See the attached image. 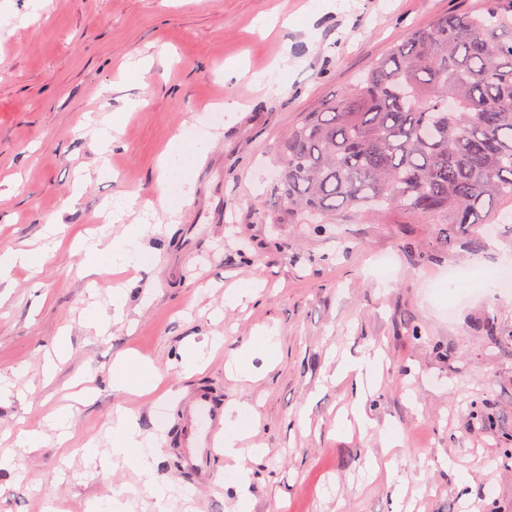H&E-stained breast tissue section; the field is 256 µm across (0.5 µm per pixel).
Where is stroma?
<instances>
[{
  "instance_id": "obj_1",
  "label": "stroma",
  "mask_w": 512,
  "mask_h": 512,
  "mask_svg": "<svg viewBox=\"0 0 512 512\" xmlns=\"http://www.w3.org/2000/svg\"><path fill=\"white\" fill-rule=\"evenodd\" d=\"M483 0H0V252L31 249L63 225L41 271L0 282V448L38 429L37 452L16 451L0 471V512H84L139 481L136 467L91 463L88 442L110 445L117 412L157 436L155 472L183 496L169 512H235L237 473L185 467L184 415L206 390L256 411L243 432L265 448L252 464L251 512H512V282L475 269L512 258V216L484 233L454 229L443 248L434 224L397 213L344 211L335 223L267 224L277 210L272 147L302 116L386 56L405 30ZM145 58V83L124 78ZM265 74L269 85L251 83ZM138 108H130L131 100ZM225 105L207 127L209 151L176 212L156 206L158 156L174 136ZM122 113L119 143L100 173L86 122ZM81 195L73 190L80 178ZM116 198L124 223L150 221L145 266L87 274L77 240ZM128 284L121 322L99 337L83 313ZM255 295L226 306L227 289ZM273 332L277 361L250 379L225 361ZM221 334L206 367L179 354ZM66 336L52 376L44 356ZM380 351L387 369L368 402L373 429L337 430L355 382L334 379L340 357ZM135 353L163 379V396L112 390L113 362ZM74 411L66 442L52 415ZM397 434L401 446L385 445Z\"/></svg>"
}]
</instances>
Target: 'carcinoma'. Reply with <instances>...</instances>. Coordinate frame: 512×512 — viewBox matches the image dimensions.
Instances as JSON below:
<instances>
[{
	"instance_id": "1",
	"label": "carcinoma",
	"mask_w": 512,
	"mask_h": 512,
	"mask_svg": "<svg viewBox=\"0 0 512 512\" xmlns=\"http://www.w3.org/2000/svg\"><path fill=\"white\" fill-rule=\"evenodd\" d=\"M272 224L367 208L484 229L512 209V0L408 30L275 145Z\"/></svg>"
}]
</instances>
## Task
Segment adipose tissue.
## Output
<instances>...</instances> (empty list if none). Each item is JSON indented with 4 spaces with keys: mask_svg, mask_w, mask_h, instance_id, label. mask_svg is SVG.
<instances>
[{
    "mask_svg": "<svg viewBox=\"0 0 512 512\" xmlns=\"http://www.w3.org/2000/svg\"><path fill=\"white\" fill-rule=\"evenodd\" d=\"M207 141L195 131L187 130L175 137L166 147L159 160L158 182L161 201L166 207L184 200L189 185L188 173L200 155L206 150ZM144 224L129 225L121 236L112 238L101 234L95 243L85 249V263L88 271L98 274L110 267L142 266L146 253L141 239L147 232ZM279 352V343L273 333L255 336L227 363L229 370L248 376L254 370V359L272 361ZM160 376L147 360L129 355L117 359L112 365L109 383L118 392L145 394L157 389ZM240 408L231 406L224 410V454L236 462L237 484L240 490L237 512H251L246 494L249 485L250 464L263 450L258 446L241 447V437L236 430ZM91 458L107 462L109 456H120L136 463L140 469L142 482L140 496L164 501L169 488L159 483L152 468V443L143 437L137 424L130 416L118 417L112 423L111 448L109 454H99L97 449H89Z\"/></svg>",
    "mask_w": 512,
    "mask_h": 512,
    "instance_id": "ef3b65f1",
    "label": "adipose tissue"
}]
</instances>
